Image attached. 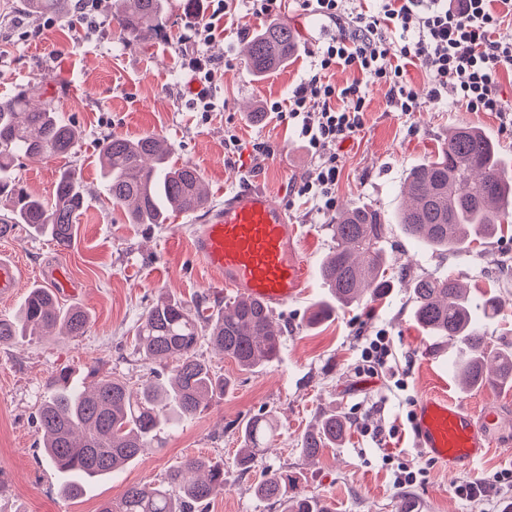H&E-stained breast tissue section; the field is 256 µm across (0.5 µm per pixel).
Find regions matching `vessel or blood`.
I'll return each instance as SVG.
<instances>
[{"label":"vessel or blood","instance_id":"1","mask_svg":"<svg viewBox=\"0 0 512 512\" xmlns=\"http://www.w3.org/2000/svg\"><path fill=\"white\" fill-rule=\"evenodd\" d=\"M298 225L286 208L261 188L243 186L197 225L194 255L237 296L275 310L294 300L307 269ZM415 443L426 458L458 476L474 471L491 449H512V423L494 398L471 410L453 398L423 393L411 418Z\"/></svg>","mask_w":512,"mask_h":512}]
</instances>
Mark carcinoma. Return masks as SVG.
Instances as JSON below:
<instances>
[{"mask_svg":"<svg viewBox=\"0 0 512 512\" xmlns=\"http://www.w3.org/2000/svg\"><path fill=\"white\" fill-rule=\"evenodd\" d=\"M25 2L33 13H63L68 0ZM120 2L118 22L129 38L138 40L165 24L164 0ZM298 48L295 30L271 22L248 42L245 63L261 76L285 66ZM79 137L56 112L33 104L27 92L0 101V197L9 200V212L0 215V237L23 224L59 248L71 246L85 203L76 173L60 174L48 202L20 188L12 170L22 155L54 159L68 154ZM98 150L104 189L130 223L163 224L171 210L194 214L207 208L198 171L188 165L168 166L156 137L132 141L110 134ZM404 192L407 203L397 223L431 250H456L489 238L512 218V167L490 136L466 123L448 132L437 156L410 169ZM386 225L384 215L368 206L348 208L336 217V249L319 268L329 300L316 304L310 321L364 299H381L393 288L394 277L380 247ZM412 296L416 320L435 344L457 342L451 371L463 386H512V347H492L486 332V324L501 310L498 297L477 302L448 276L414 280ZM87 327L88 316L81 308H64L52 289L34 285L14 316L0 318V345L55 328L66 336H82ZM203 338L247 371L272 362L281 350L280 331L260 302L237 297L209 313L199 305L163 298L141 315L134 341L146 360L176 361L172 378L155 375L137 388L122 378L98 379L92 373L68 382L63 370L48 379L36 420L44 461L56 472L63 494L76 498L91 481L118 473L138 459L161 429L193 417L205 400L224 395L230 380L198 357ZM272 428L267 412L242 425L237 467H255L267 452ZM346 431L344 417L326 412L301 437V451L314 460L341 442ZM223 492L224 464L193 456L171 466L157 481L128 486L119 501L103 503L99 512H195ZM254 494L278 505L280 512H329L270 465Z\"/></svg>","mask_w":512,"mask_h":512,"instance_id":"carcinoma-1","label":"carcinoma"}]
</instances>
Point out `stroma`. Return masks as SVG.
I'll return each instance as SVG.
<instances>
[{
  "instance_id": "stroma-1",
  "label": "stroma",
  "mask_w": 512,
  "mask_h": 512,
  "mask_svg": "<svg viewBox=\"0 0 512 512\" xmlns=\"http://www.w3.org/2000/svg\"><path fill=\"white\" fill-rule=\"evenodd\" d=\"M182 3L166 0L164 33L130 43L116 19L114 0H97L92 28L76 22L72 2L62 14H36L24 0H0V99L31 92L80 133L67 157H20L14 175L28 192L48 199L60 172L69 169L80 178L85 195L69 248L22 225L0 237V250L13 253L24 269L15 294L0 300V317L15 314L32 286L51 288L59 281L66 284L57 293L60 302L81 307L89 316L81 336L28 337L0 345V512H98L102 502L120 500L129 484L160 479L176 462L197 455L224 464L227 485L208 512H278L253 493L260 468L242 473L234 463L239 428L263 412L278 424L266 463L288 471L298 490L331 512H401L408 499L421 501L420 512H494L493 501L459 499L454 479L415 445L411 414L420 394L442 390L475 409L487 393L463 388L442 367L440 349L414 320L410 284L419 276L449 273L472 297L495 291L504 307L486 331L493 345L512 343V228L465 251L434 253L408 239L400 225H389L382 242L396 275L389 295L339 309L318 324L310 323L309 313L327 295L318 269L336 245L337 211L365 205L393 215L405 202L402 185L409 170L433 156L461 123L481 128L512 161V126L497 112L429 103L401 114L391 111L384 89L370 87L364 126L339 150L336 208L319 212L290 195L317 159L286 123L266 113L265 104L287 101L289 91L306 77L310 52L326 32L324 22L300 11L295 0H284L273 18L297 30L300 46L287 66L259 79L246 67L243 49L272 17L246 13L234 0L218 21L215 38L200 45L189 33L197 16L210 14V2L200 0L195 16L185 14ZM195 54L210 58L217 70L207 113L185 94L190 72L184 59ZM228 130L246 145L267 141L274 156L242 168L228 163ZM111 133L163 140L172 163L200 173L213 209L223 207L237 175L260 179L298 225L302 257L313 275L300 298L273 313L282 341L277 359L244 371L200 343L198 355L231 381L224 396L178 428L163 430L138 461L117 476L92 482L82 498L71 500L60 495L58 478L40 455L36 415L46 380L62 368L92 369L97 377L119 376L133 386L155 372L168 375L171 364L156 366L134 352L141 314L168 295L211 306L230 298L193 256L191 238L201 214L175 213L165 224H131L112 205L98 159V143ZM382 329L390 337L389 361L404 389L394 386L397 378L373 370L361 357L365 343ZM327 411L346 418L348 433L318 459L307 460L300 440ZM388 454L423 468L413 487H393L392 471L383 461Z\"/></svg>"
}]
</instances>
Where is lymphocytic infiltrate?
Listing matches in <instances>:
<instances>
[{
    "mask_svg": "<svg viewBox=\"0 0 512 512\" xmlns=\"http://www.w3.org/2000/svg\"><path fill=\"white\" fill-rule=\"evenodd\" d=\"M501 2L502 15L489 0H378L371 13L349 10L346 0H298L303 12L320 17L336 34L313 50L308 76L287 102L267 107L319 158L294 194L319 210L335 208L337 149L362 129L369 86L385 87L392 110L404 114L426 102L512 114L498 94L501 73L512 69V43L495 37L504 15H512V0ZM408 61L431 74L425 95L409 82ZM340 67L356 71L358 80L336 87L328 75Z\"/></svg>",
    "mask_w": 512,
    "mask_h": 512,
    "instance_id": "1",
    "label": "lymphocytic infiltrate"
}]
</instances>
